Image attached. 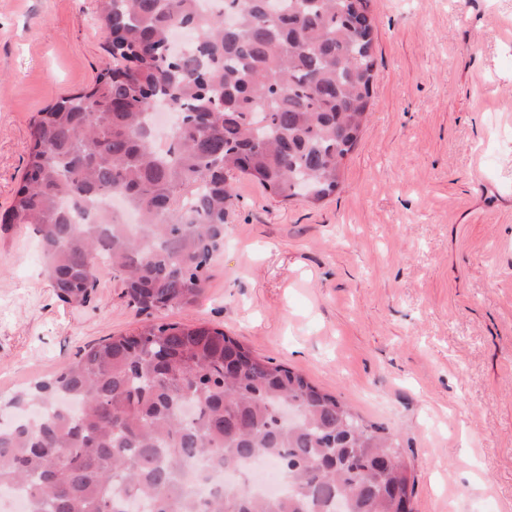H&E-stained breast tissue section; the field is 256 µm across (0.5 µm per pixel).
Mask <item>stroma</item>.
Here are the masks:
<instances>
[{"label":"stroma","instance_id":"1","mask_svg":"<svg viewBox=\"0 0 512 512\" xmlns=\"http://www.w3.org/2000/svg\"><path fill=\"white\" fill-rule=\"evenodd\" d=\"M374 106L336 192L235 183L224 252L188 309L142 311L100 270L54 295L0 233V395L149 322H205L396 435L415 512H512V0H370ZM97 0H0V211L37 113L112 58Z\"/></svg>","mask_w":512,"mask_h":512}]
</instances>
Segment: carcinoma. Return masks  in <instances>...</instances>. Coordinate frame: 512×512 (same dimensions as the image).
I'll list each match as a JSON object with an SVG mask.
<instances>
[{
  "label": "carcinoma",
  "mask_w": 512,
  "mask_h": 512,
  "mask_svg": "<svg viewBox=\"0 0 512 512\" xmlns=\"http://www.w3.org/2000/svg\"><path fill=\"white\" fill-rule=\"evenodd\" d=\"M196 2L99 0L112 65L32 123L0 231L32 230L64 303L88 300L105 258L139 310L186 309L224 251L237 176L312 204L340 183L374 105L369 0ZM175 28L193 51H171ZM155 103L179 116L163 143ZM112 194L139 232L96 210ZM68 398L76 412L28 417ZM197 461L226 477L270 461L285 488L226 480L192 497L180 475ZM414 483L385 427L205 324L109 337L0 400V491H24L30 512H336L338 499L344 512H413Z\"/></svg>",
  "instance_id": "1"
}]
</instances>
